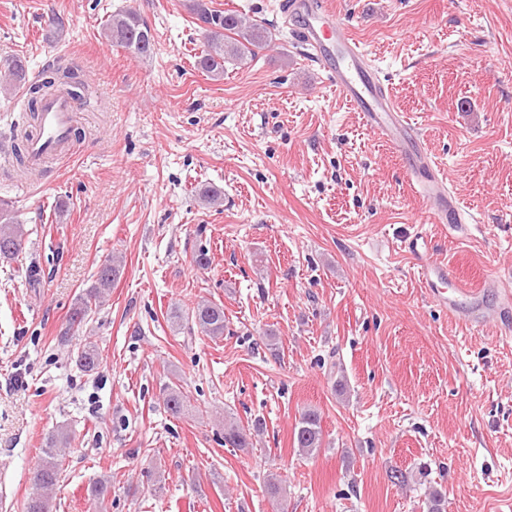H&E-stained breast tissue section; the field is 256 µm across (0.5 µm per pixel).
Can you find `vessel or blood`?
Listing matches in <instances>:
<instances>
[{"label": "vessel or blood", "mask_w": 512, "mask_h": 512, "mask_svg": "<svg viewBox=\"0 0 512 512\" xmlns=\"http://www.w3.org/2000/svg\"><path fill=\"white\" fill-rule=\"evenodd\" d=\"M290 8L299 23V34L326 71L331 85L364 122L382 136L404 162L411 182L429 204L434 219L459 226L464 210L456 191L449 189L425 150L416 128L385 92L377 68L358 41L349 36L335 11L324 0H291ZM75 104L65 94L47 99L40 112V133L29 143L33 162L56 151L70 136ZM403 249L418 262V272L428 297L448 309L466 325L495 322L500 337L512 336V288L493 283L491 291L471 287L448 265L433 256L426 236L415 234L402 242ZM493 302H486V294Z\"/></svg>", "instance_id": "vessel-or-blood-1"}]
</instances>
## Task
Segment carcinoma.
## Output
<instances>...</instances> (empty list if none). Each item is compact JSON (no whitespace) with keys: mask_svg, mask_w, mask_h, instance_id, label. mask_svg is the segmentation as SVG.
<instances>
[{"mask_svg":"<svg viewBox=\"0 0 512 512\" xmlns=\"http://www.w3.org/2000/svg\"><path fill=\"white\" fill-rule=\"evenodd\" d=\"M193 12L206 37V48L198 57V67L218 80L224 76V63L231 58L245 62L256 55V50L269 40L267 28L261 23H244L237 15L210 9L203 0L193 2ZM101 35L108 42L121 47L138 57H148L154 50V39L151 28L144 17L134 11L125 10L109 16L102 27ZM53 75L58 81L39 79L29 84L28 98L23 109L25 122L32 124L37 112L41 110L43 101L59 92L71 97L82 95L80 89L85 84L77 80L74 69L68 66L57 67ZM26 78L22 63L14 59H6L0 65V84L9 90ZM11 150L14 154V169L19 175L31 172L26 142L13 138ZM0 201V257L11 258L23 248V225L15 222L9 211L3 208ZM121 271V262L112 258L104 260L96 272V281L80 296L68 317V330L82 327L93 306L100 302L104 294L112 288ZM187 317L197 326L200 332L210 338L224 336L227 322L224 306L210 301L197 303ZM77 365L85 372L96 369L98 352L95 346L88 343L77 353ZM163 404L174 416L182 414L186 397L175 383H166L161 388ZM262 423L255 422L252 430L232 422L224 425V445L232 448H245L251 436L260 434ZM294 442L300 454L313 456L323 447L321 417L317 410L307 408L300 414L294 428ZM70 444V435L60 429L51 435L48 447L42 449L40 462L34 468L39 474L36 488L42 493L28 498L23 504V512H52L50 492L58 484L64 472V448ZM446 496L442 490H429L425 499L426 512H446Z\"/></svg>","mask_w":512,"mask_h":512,"instance_id":"1","label":"carcinoma"}]
</instances>
